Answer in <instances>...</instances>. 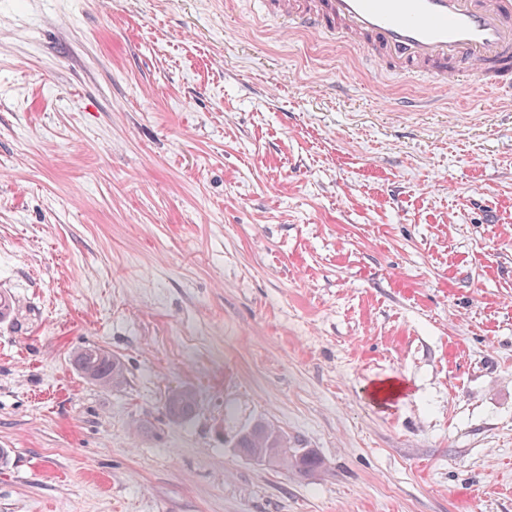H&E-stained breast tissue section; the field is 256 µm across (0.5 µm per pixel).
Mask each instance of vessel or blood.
Segmentation results:
<instances>
[{
    "instance_id": "vessel-or-blood-1",
    "label": "vessel or blood",
    "mask_w": 512,
    "mask_h": 512,
    "mask_svg": "<svg viewBox=\"0 0 512 512\" xmlns=\"http://www.w3.org/2000/svg\"><path fill=\"white\" fill-rule=\"evenodd\" d=\"M288 30L333 34L406 73L512 92V0H260Z\"/></svg>"
}]
</instances>
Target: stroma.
<instances>
[{
    "label": "stroma",
    "instance_id": "stroma-1",
    "mask_svg": "<svg viewBox=\"0 0 512 512\" xmlns=\"http://www.w3.org/2000/svg\"><path fill=\"white\" fill-rule=\"evenodd\" d=\"M0 292V512H512V98L477 78L258 0H0ZM259 421L322 468L240 455ZM71 364L84 379L99 386L118 388L126 380L124 363L96 345H88L75 352ZM87 365H91V373ZM200 407L196 391L191 387H180L168 392L165 398V412L169 421L182 423L193 419Z\"/></svg>",
    "mask_w": 512,
    "mask_h": 512
}]
</instances>
